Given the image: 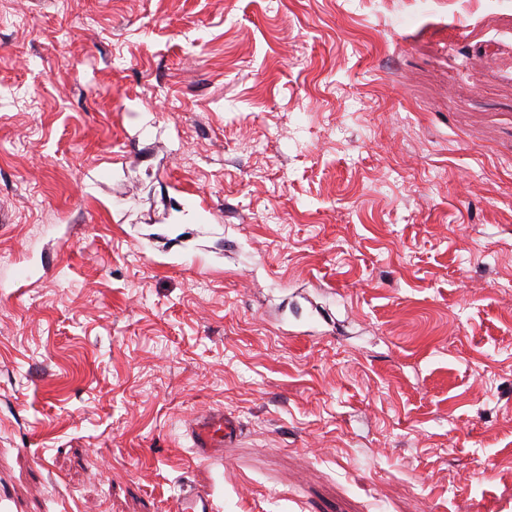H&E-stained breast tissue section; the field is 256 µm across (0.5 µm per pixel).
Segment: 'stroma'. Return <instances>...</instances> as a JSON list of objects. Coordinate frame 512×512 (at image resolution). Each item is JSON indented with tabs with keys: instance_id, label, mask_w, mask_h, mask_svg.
Listing matches in <instances>:
<instances>
[{
	"instance_id": "35a3bbf8",
	"label": "stroma",
	"mask_w": 512,
	"mask_h": 512,
	"mask_svg": "<svg viewBox=\"0 0 512 512\" xmlns=\"http://www.w3.org/2000/svg\"><path fill=\"white\" fill-rule=\"evenodd\" d=\"M184 483L512 512V0H0V512ZM239 434L238 421L231 416H224V410L218 408L202 413L187 427L195 458L200 461L222 456L224 445L236 441Z\"/></svg>"
}]
</instances>
